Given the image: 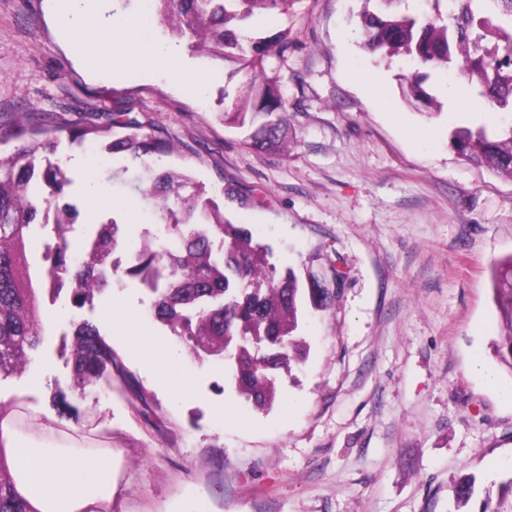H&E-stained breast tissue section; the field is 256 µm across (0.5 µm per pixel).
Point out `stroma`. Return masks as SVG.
<instances>
[{"mask_svg":"<svg viewBox=\"0 0 512 512\" xmlns=\"http://www.w3.org/2000/svg\"><path fill=\"white\" fill-rule=\"evenodd\" d=\"M377 0H298L289 15H262L265 37L291 29L300 42L267 72L285 76L296 107L288 149L249 144V129L225 124L218 101L235 92L237 60L210 63L206 103L180 94L167 73H86L59 27L56 0H0V119L33 114L48 126L102 123L127 112L176 146L157 158L203 181L224 214L272 250L277 268L302 272L335 265L344 277L330 311L307 318L305 362L279 382L273 407L257 411L224 379L220 357L194 358L148 310L150 296L125 273L156 216L144 199L120 200L133 183L110 172L139 162L108 156L94 181L71 167L68 200L79 217L67 237L81 248L100 223L115 219L121 265L93 302L68 294L47 303L49 324L29 374L0 376V404H20L39 420L90 432L112 443V512H454L452 482L479 485L512 468V405L499 396L512 376L487 386L470 369L481 352L495 368L493 261L512 253V182L459 156L453 127H496L511 119L469 100L463 76L432 71L425 90L435 107L409 102L402 89L410 60L369 52L359 21ZM378 92H369L365 75ZM236 186L248 205L225 193ZM114 198L88 216V190ZM135 316L148 346L180 354L194 387L174 399L171 385L114 335L110 307ZM110 338L111 383L72 390L68 361L75 323ZM147 402L150 418L133 406Z\"/></svg>","mask_w":512,"mask_h":512,"instance_id":"obj_1","label":"stroma"}]
</instances>
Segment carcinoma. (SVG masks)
Masks as SVG:
<instances>
[{"instance_id": "cac0c4a2", "label": "carcinoma", "mask_w": 512, "mask_h": 512, "mask_svg": "<svg viewBox=\"0 0 512 512\" xmlns=\"http://www.w3.org/2000/svg\"><path fill=\"white\" fill-rule=\"evenodd\" d=\"M295 0H154L169 25V35L194 56L210 61L236 57L244 63L242 80L224 122L239 128L263 122L251 144L273 148L281 143L293 104L281 78L259 70L269 57L284 58L297 49L291 30L267 37L248 32L262 13L288 14ZM365 46L417 61L421 67L456 66L481 97L512 112V0H453L452 11L419 18L394 12L362 13ZM415 72L406 95L433 103ZM96 143L108 154L125 153L143 160L171 153L173 146L125 112L103 124L73 123L46 127L21 112L0 123V373H21L41 344L44 298L54 301L67 291L83 306L108 286L105 266L119 245V224L99 225L78 259L69 251L67 226L76 223L77 208L67 202L72 179L58 156L62 142ZM450 142L463 157L491 173L512 180V123L494 132L484 127H456ZM167 225L175 247L149 243L134 254L126 274L139 279L151 296L155 317L168 325L193 354L234 357L224 367L228 381L256 410L275 402L281 375L306 358L299 329L307 315L336 305V275L300 278L269 262V248L253 239L191 175L152 169L142 188ZM42 235L41 258L31 253L34 235ZM492 301L499 339L493 354L512 377V254L492 267ZM69 361L78 391L100 378L112 380L116 353L89 323L76 324ZM457 512L476 494V477L454 480ZM0 512H30L17 492L9 468L0 463ZM482 512H512V471L484 488Z\"/></svg>"}]
</instances>
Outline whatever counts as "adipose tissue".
<instances>
[{
  "mask_svg": "<svg viewBox=\"0 0 512 512\" xmlns=\"http://www.w3.org/2000/svg\"><path fill=\"white\" fill-rule=\"evenodd\" d=\"M59 23L84 69L135 74L148 68L167 70L179 90L206 95L212 74L188 63L179 49L152 36L153 15L103 19L101 0H58ZM0 455L18 477L17 489L34 512H110L111 454L75 453L58 443V431L40 425L36 435L8 433Z\"/></svg>",
  "mask_w": 512,
  "mask_h": 512,
  "instance_id": "ef3b65f1",
  "label": "adipose tissue"
}]
</instances>
